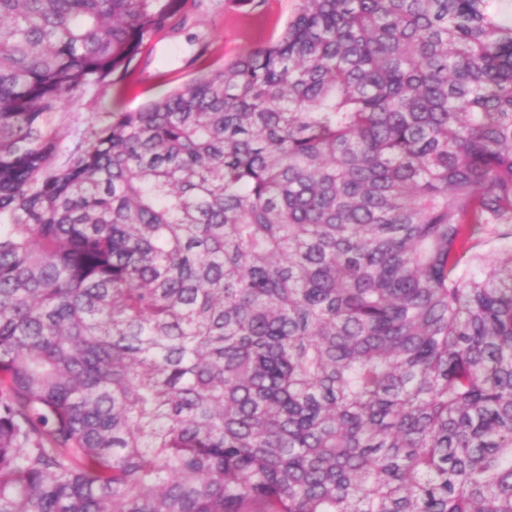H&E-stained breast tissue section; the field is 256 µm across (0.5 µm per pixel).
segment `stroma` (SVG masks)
Segmentation results:
<instances>
[{
    "instance_id": "35a3bbf8",
    "label": "stroma",
    "mask_w": 512,
    "mask_h": 512,
    "mask_svg": "<svg viewBox=\"0 0 512 512\" xmlns=\"http://www.w3.org/2000/svg\"><path fill=\"white\" fill-rule=\"evenodd\" d=\"M298 0H267L257 11L235 0H205L198 20L182 32L153 42L128 83L123 104L135 110L151 99L188 84L198 74L222 68L225 62L276 38L294 16ZM115 100L112 87L87 94L79 107L64 113L60 133L63 149H71Z\"/></svg>"
}]
</instances>
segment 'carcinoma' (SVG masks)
Returning <instances> with one entry per match:
<instances>
[{"mask_svg": "<svg viewBox=\"0 0 512 512\" xmlns=\"http://www.w3.org/2000/svg\"><path fill=\"white\" fill-rule=\"evenodd\" d=\"M202 0H0V512H512V18L300 0L58 161ZM114 100L115 90L112 86H107L87 94L73 112H63V125L60 130L63 136L62 149H71L93 124H98L103 119L104 112L112 110Z\"/></svg>", "mask_w": 512, "mask_h": 512, "instance_id": "obj_1", "label": "carcinoma"}]
</instances>
